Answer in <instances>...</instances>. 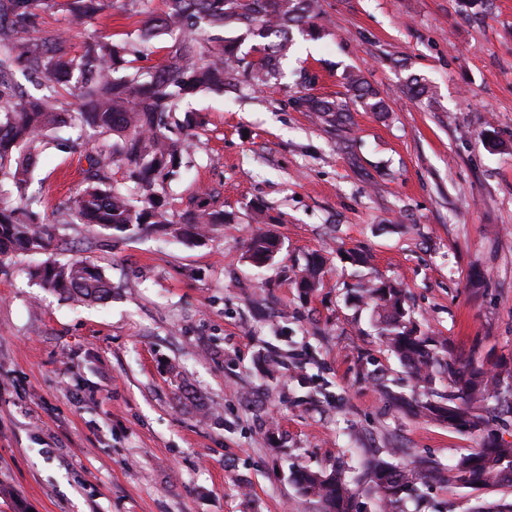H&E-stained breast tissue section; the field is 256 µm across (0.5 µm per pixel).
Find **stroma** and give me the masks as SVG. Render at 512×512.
I'll return each instance as SVG.
<instances>
[{
  "instance_id": "obj_1",
  "label": "stroma",
  "mask_w": 512,
  "mask_h": 512,
  "mask_svg": "<svg viewBox=\"0 0 512 512\" xmlns=\"http://www.w3.org/2000/svg\"><path fill=\"white\" fill-rule=\"evenodd\" d=\"M320 39L297 37L287 82L344 96L359 71L385 114L351 106L329 126L285 91L205 90L175 114L192 137L171 212L189 198L232 223L191 242L166 231L64 224L47 255L86 259L112 283L77 304L30 276L43 256L0 260V512H323L297 470L342 469L355 512H383L366 491L373 457L452 467L479 440L393 401L414 384L382 341L356 288L401 283L420 330L458 361L512 367V0H320ZM164 0H103L86 28L66 0L38 11L36 37L137 41ZM180 36L128 55L150 74ZM432 86L413 99L410 74ZM492 138H485V129ZM105 136L75 124L47 132L30 190L54 221L82 187L85 156L59 150ZM264 224H256L255 207ZM276 235L274 260L245 257L251 234ZM320 288L295 281L311 254ZM404 512H469L512 501V488L424 483Z\"/></svg>"
}]
</instances>
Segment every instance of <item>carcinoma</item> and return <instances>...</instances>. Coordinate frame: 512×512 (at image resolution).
Masks as SVG:
<instances>
[{
	"mask_svg": "<svg viewBox=\"0 0 512 512\" xmlns=\"http://www.w3.org/2000/svg\"><path fill=\"white\" fill-rule=\"evenodd\" d=\"M38 2L0 0V183L9 181L20 210L36 215L41 201L28 194V183L39 158L40 136L67 116L59 111L54 96H36L9 82L8 76L16 69L68 86L69 94L81 104V111L74 115L79 125L117 140L90 160L83 170L84 188L60 213L57 223L33 224L19 217L20 210L0 208V257L49 250L58 225L70 224L74 218L121 233L170 224L192 238L205 237L213 224L231 223L224 212L203 207L186 210L173 220L158 198L156 187L176 181L182 174L185 140L171 132L170 119L182 99L199 90L220 88L234 93L243 83L260 90L278 87L283 78L281 60L293 44L294 33L318 35L323 29L317 0H166V11L147 15L140 43L172 27L180 30L181 39L148 81L136 71L114 76L125 55L139 52L133 44L94 36L86 41L80 56L72 57L63 49L59 35L31 43L29 34L39 18ZM101 10L102 0H73L72 19L86 26ZM204 25L252 36L257 41L253 51L258 58L249 60L240 54L237 37H227L219 48L202 53L199 35ZM345 80V99L312 96L298 89L292 102L333 124L346 122L349 99L372 112L385 111L377 92L360 74L351 71ZM407 90L416 99H427L431 93L426 79L416 74L409 75ZM116 164L130 167V178L139 186V199L110 181L109 173ZM271 243L263 233L252 235L247 242L248 257L263 258ZM320 274L319 261L308 260L299 285L309 290L317 287ZM32 277L69 299L100 303L112 297V283L103 271L84 260H47ZM359 298L377 309L381 336L412 379L431 383L438 374L448 376V394L429 390L425 399L416 403L418 412L479 437L489 416L512 414V399L506 398V388L512 383L500 371L450 358L443 337L417 333L405 309L403 289L368 285L359 289ZM366 469L367 490L387 508L420 499L417 472L376 458L367 461ZM431 473L441 484L473 490L512 486V443L483 439L479 448L460 457L448 472L434 468ZM294 481L304 495L322 502L325 512H354V494L344 472L303 470L295 474Z\"/></svg>",
	"mask_w": 512,
	"mask_h": 512,
	"instance_id": "1",
	"label": "carcinoma"
}]
</instances>
